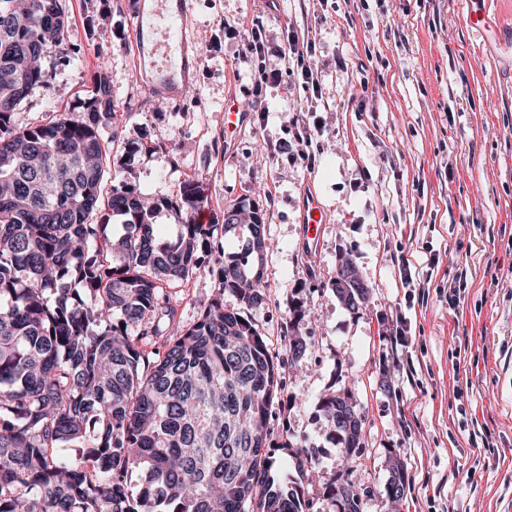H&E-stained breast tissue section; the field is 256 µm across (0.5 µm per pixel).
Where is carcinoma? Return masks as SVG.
I'll return each mask as SVG.
<instances>
[{
	"label": "carcinoma",
	"instance_id": "cac0c4a2",
	"mask_svg": "<svg viewBox=\"0 0 512 512\" xmlns=\"http://www.w3.org/2000/svg\"><path fill=\"white\" fill-rule=\"evenodd\" d=\"M12 2L0 0V512H304V490L275 480L267 451L284 361L244 314L265 299L248 248L267 240L263 214L224 209V235L242 242L227 254L194 220L206 202L194 180L148 202L116 170L102 206L118 137L106 72L83 111L17 127L68 23L62 0ZM105 208L123 218L115 243ZM164 210L178 218L170 235L156 223ZM202 252L218 292L182 326L167 289L197 274ZM333 286L351 310L371 293ZM226 292L239 308L224 307ZM343 404L326 397L320 411L349 456L362 430L337 417ZM405 487L396 463L383 493ZM328 496L359 512L351 482Z\"/></svg>",
	"mask_w": 512,
	"mask_h": 512
}]
</instances>
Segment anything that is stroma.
<instances>
[{"mask_svg":"<svg viewBox=\"0 0 512 512\" xmlns=\"http://www.w3.org/2000/svg\"><path fill=\"white\" fill-rule=\"evenodd\" d=\"M136 0H64L69 35L47 47L46 87L16 112L28 127L79 110L105 67L120 117L112 161L148 196L195 180L200 224L244 202L266 214V301L249 318L287 364L268 420L273 476L302 479L308 512H334L327 487L351 476L361 512H389L393 460L406 488L396 512H512V0L477 39L464 0H188L183 23L202 54L179 99L136 76ZM262 18V55L242 50ZM308 35L317 90L285 75L287 30ZM276 81L260 82V72ZM235 95L248 121L224 133ZM327 209L316 240L301 198ZM371 296L336 297L341 260ZM410 276L400 273L401 260ZM200 272L171 288L184 325L213 298ZM307 340L288 350L294 309ZM349 395L363 446L343 455L319 410ZM488 435L484 455L470 432ZM311 454L297 470L298 454Z\"/></svg>","mask_w":512,"mask_h":512,"instance_id":"35a3bbf8","label":"stroma"}]
</instances>
